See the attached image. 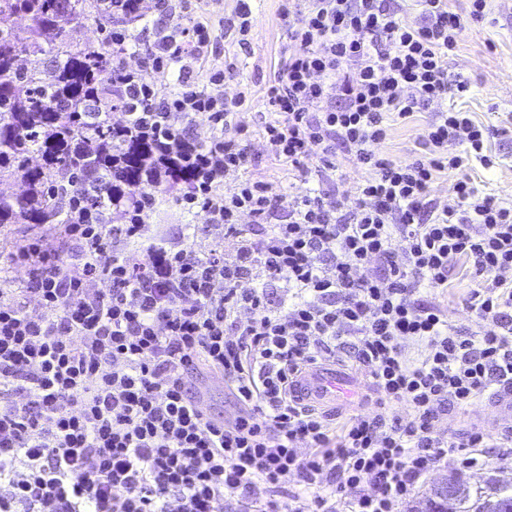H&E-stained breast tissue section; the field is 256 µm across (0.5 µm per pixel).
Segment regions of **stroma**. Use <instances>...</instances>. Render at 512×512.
<instances>
[{
  "label": "stroma",
  "instance_id": "1",
  "mask_svg": "<svg viewBox=\"0 0 512 512\" xmlns=\"http://www.w3.org/2000/svg\"><path fill=\"white\" fill-rule=\"evenodd\" d=\"M289 18L281 16L278 0H258L254 11L253 48L241 52L231 36H222L220 48L227 59L236 61L241 79L252 83L256 93H263L279 67L286 42ZM449 77L464 76L469 82L468 92L450 90L448 103L471 114L472 118L489 126L495 132L488 142V153L495 166L484 169L472 164L466 173L484 191L502 198L512 197V136L498 135L508 114L512 113V0H502L492 18L468 22L455 54L448 65ZM429 114L420 110L408 125H395L390 138L380 150L393 160L400 161L420 152V142ZM8 243L0 251V275L9 277L12 287L22 285V274L9 265L10 253L39 239L47 248L77 254L78 246L60 229L46 224L8 225ZM446 293L438 300L447 306L456 330L463 333L478 331V323L468 317L464 300L472 284L461 269H454Z\"/></svg>",
  "mask_w": 512,
  "mask_h": 512
}]
</instances>
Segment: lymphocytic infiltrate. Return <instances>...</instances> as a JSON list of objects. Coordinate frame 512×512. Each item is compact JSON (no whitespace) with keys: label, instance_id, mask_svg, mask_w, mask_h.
Masks as SVG:
<instances>
[{"label":"lymphocytic infiltrate","instance_id":"lymphocytic-infiltrate-1","mask_svg":"<svg viewBox=\"0 0 512 512\" xmlns=\"http://www.w3.org/2000/svg\"><path fill=\"white\" fill-rule=\"evenodd\" d=\"M279 2L296 17L291 50L259 100L285 187L248 175L259 157L240 114L257 99L247 83L226 95L237 66L204 0H112V134L175 174L214 245L145 240L157 193L107 176L111 223L68 201L76 257L38 240L12 255L25 277L0 289V512H223L234 498L251 512H401L435 469L482 465L486 433L435 427L512 384V198L462 176L493 167L489 130L446 104L463 18L448 0H415L420 25L399 0ZM435 102L422 153L380 152ZM199 117L209 137L188 132ZM340 147L366 172L352 204L310 185ZM451 172L455 201L438 204L431 187ZM455 266L473 283L474 336L431 299ZM344 355L377 406L338 427L291 386ZM208 375L233 418L199 404ZM475 408L468 411H460L452 406L448 407V410L440 415V419L436 423L437 429H441L445 436L451 439L466 436L471 430H474L470 427L467 416Z\"/></svg>","mask_w":512,"mask_h":512}]
</instances>
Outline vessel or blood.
Returning a JSON list of instances; mask_svg holds the SVG:
<instances>
[{
  "instance_id": "vessel-or-blood-1",
  "label": "vessel or blood",
  "mask_w": 512,
  "mask_h": 512,
  "mask_svg": "<svg viewBox=\"0 0 512 512\" xmlns=\"http://www.w3.org/2000/svg\"><path fill=\"white\" fill-rule=\"evenodd\" d=\"M361 381L350 377L333 365L309 367L294 381L293 393L298 402L314 406H329L336 400L361 393ZM496 411L492 422L495 431L512 430V385H503L490 399Z\"/></svg>"
}]
</instances>
